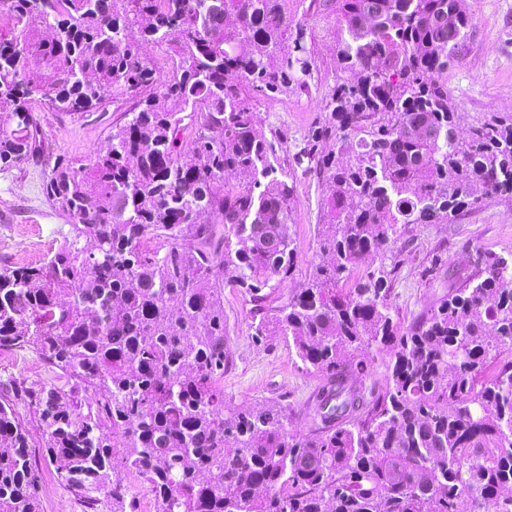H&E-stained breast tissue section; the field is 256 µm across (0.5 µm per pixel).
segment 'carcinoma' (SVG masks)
Listing matches in <instances>:
<instances>
[{"label": "carcinoma", "mask_w": 512, "mask_h": 512, "mask_svg": "<svg viewBox=\"0 0 512 512\" xmlns=\"http://www.w3.org/2000/svg\"><path fill=\"white\" fill-rule=\"evenodd\" d=\"M291 3L336 15L349 77L302 149L326 184V259L268 308L262 289L296 263L294 176L242 88L308 87ZM0 13V167L43 154L31 96L57 112L139 96L104 150L45 169L73 236L42 264L0 266V348L72 382H0V512H40L21 405L62 484L108 492L112 512H126L123 470L157 512H512V257L483 254L406 329L392 305L399 240L512 194V114L448 137L464 0H0ZM147 237L167 248L145 256ZM444 265L435 252L421 278ZM226 287L253 294L256 342L281 338L321 375L310 432L276 401L224 404ZM384 349L386 385L368 391ZM80 387L94 399L75 401Z\"/></svg>", "instance_id": "carcinoma-1"}]
</instances>
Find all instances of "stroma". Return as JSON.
Wrapping results in <instances>:
<instances>
[{
	"instance_id": "1",
	"label": "stroma",
	"mask_w": 512,
	"mask_h": 512,
	"mask_svg": "<svg viewBox=\"0 0 512 512\" xmlns=\"http://www.w3.org/2000/svg\"><path fill=\"white\" fill-rule=\"evenodd\" d=\"M473 25L462 50L448 68V87L459 114L460 130H468L486 112L512 113V0H466ZM307 40L314 63L304 90L264 95L246 89L261 120L256 128L263 136H277L276 150L296 178L294 222L290 235L297 247L296 267L279 295L292 293L303 284L312 264L321 260L317 224L325 187L311 172L300 150L304 137L325 118L324 104L339 74L336 55V23L329 15L307 16ZM40 119L46 156L78 163L106 145L112 123L123 119L129 101L114 100L102 112L54 111L46 98L32 103ZM41 160H31L0 171V265L15 264L12 243L25 237L42 246L51 257L63 245L71 221L57 212L43 193ZM400 271L392 296L401 326L424 315L446 295L458 277L474 268L477 252L512 254V198L483 199L465 209L457 222L418 227L410 239L397 242ZM442 251L446 267L437 280L426 282L420 272L435 251ZM253 304L236 288L224 291L229 366L220 384L225 402L248 406L274 399L293 412L294 430L309 432L307 403L318 387L317 375L302 370L288 345L275 338L256 342L252 330ZM43 358L31 350L0 349V379L38 386L52 379ZM30 434L37 469L41 512H84L83 500L60 482L56 463L45 451L46 435L33 407L20 408Z\"/></svg>"
}]
</instances>
